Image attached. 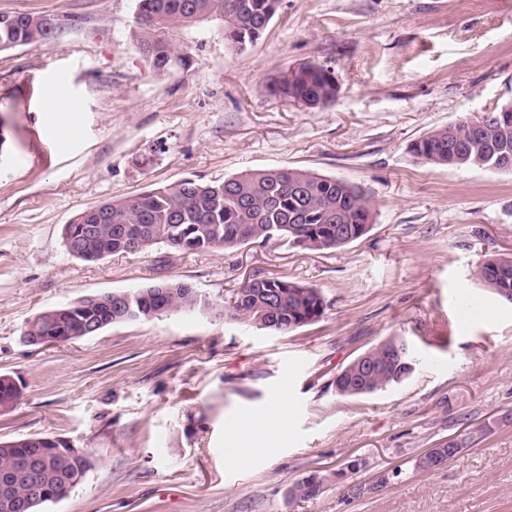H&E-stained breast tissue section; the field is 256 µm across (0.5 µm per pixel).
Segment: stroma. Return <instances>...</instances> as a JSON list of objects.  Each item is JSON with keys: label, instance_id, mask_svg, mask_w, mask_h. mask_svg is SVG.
<instances>
[{"label": "stroma", "instance_id": "35a3bbf8", "mask_svg": "<svg viewBox=\"0 0 512 512\" xmlns=\"http://www.w3.org/2000/svg\"><path fill=\"white\" fill-rule=\"evenodd\" d=\"M134 10L0 0V14L64 24L54 40L0 52V375L20 387L0 441L54 437L94 458L46 512H512V303L475 276L512 256V171L408 151L512 102V0H281L242 53L218 22L180 32L190 65L165 78L131 39ZM306 62L334 70L332 106L271 91ZM282 167L360 184L370 231L324 251L276 240L95 262L66 251L64 225L89 207ZM266 277L319 288L324 316L285 336L193 311L67 343L21 337L37 313L89 295L181 280L226 305ZM389 336L408 338L411 377L338 396L337 371ZM237 417L265 428L231 465L224 427ZM480 425V443L415 469L424 450ZM310 475L324 492L289 502Z\"/></svg>", "mask_w": 512, "mask_h": 512}]
</instances>
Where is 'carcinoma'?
<instances>
[{
	"label": "carcinoma",
	"mask_w": 512,
	"mask_h": 512,
	"mask_svg": "<svg viewBox=\"0 0 512 512\" xmlns=\"http://www.w3.org/2000/svg\"><path fill=\"white\" fill-rule=\"evenodd\" d=\"M280 0H136L131 37L155 73L167 75L185 67L187 55L175 35L208 19L222 23L224 42L242 52L259 40L277 13ZM52 19L33 14H0V52L57 37ZM307 72H283L274 93L310 108L333 104L338 84L333 70L308 62ZM467 121L440 126L410 144L412 156L425 164L512 170V160L497 163L501 154L512 156V122L489 120L481 134L470 135ZM464 139L466 151L448 152V143ZM374 204L360 185L302 168L244 171L222 181L185 178L152 188L138 196L113 198L76 214L63 228L70 256L96 261L120 253H146L157 245L178 252L233 249L250 243L280 240L291 247L336 250L364 236L373 224ZM498 261L509 266L507 277L494 273L491 261L478 266L483 286L498 294L512 290V256ZM213 305L185 281L162 282L136 290L85 296L67 305L36 314L22 331L32 345L38 338L74 341L95 336L113 324L151 320L181 311H204ZM232 317L288 335L318 321L326 303L320 289L282 278H254L231 300ZM409 348L403 336H389L365 350L380 369L369 383L373 394L399 385L411 370L396 349ZM353 363L336 375V392L353 397ZM17 399L15 382L0 376V405ZM488 432L479 427L458 439L456 446L437 448L422 458V471L447 462L462 449L480 442ZM40 438L0 442V473L11 476L9 494L0 492V512H13L10 501H31V512H43L69 496L77 476L93 467L91 457L64 446L40 451ZM323 482L311 475L297 482L291 500L306 501L320 495Z\"/></svg>",
	"instance_id": "carcinoma-1"
}]
</instances>
